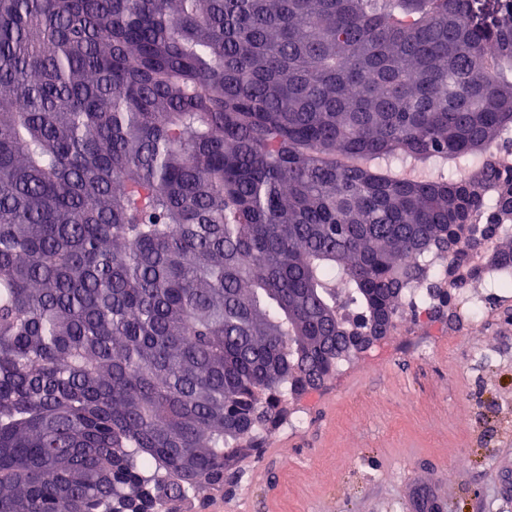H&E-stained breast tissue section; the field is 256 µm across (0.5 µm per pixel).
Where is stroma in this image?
Returning a JSON list of instances; mask_svg holds the SVG:
<instances>
[{
  "instance_id": "obj_1",
  "label": "stroma",
  "mask_w": 512,
  "mask_h": 512,
  "mask_svg": "<svg viewBox=\"0 0 512 512\" xmlns=\"http://www.w3.org/2000/svg\"><path fill=\"white\" fill-rule=\"evenodd\" d=\"M384 344L388 361L360 351L289 401L304 428L280 426L191 512H512V300L476 327L461 300L404 315Z\"/></svg>"
}]
</instances>
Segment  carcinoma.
Masks as SVG:
<instances>
[{"instance_id": "cac0c4a2", "label": "carcinoma", "mask_w": 512, "mask_h": 512, "mask_svg": "<svg viewBox=\"0 0 512 512\" xmlns=\"http://www.w3.org/2000/svg\"><path fill=\"white\" fill-rule=\"evenodd\" d=\"M510 130L512 0H0V512L224 490L512 274Z\"/></svg>"}]
</instances>
